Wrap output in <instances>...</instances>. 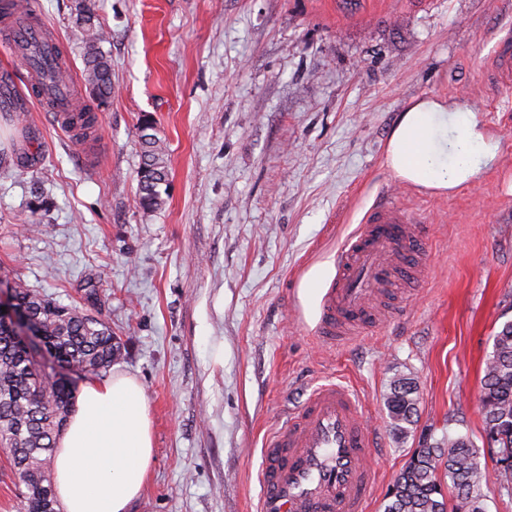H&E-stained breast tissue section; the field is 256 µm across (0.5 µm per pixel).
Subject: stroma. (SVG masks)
<instances>
[{
  "label": "stroma",
  "mask_w": 512,
  "mask_h": 512,
  "mask_svg": "<svg viewBox=\"0 0 512 512\" xmlns=\"http://www.w3.org/2000/svg\"><path fill=\"white\" fill-rule=\"evenodd\" d=\"M82 85L77 0H32ZM112 99L88 134L61 129L0 46V282L106 322L112 372L143 387L153 464L127 512H256L265 436L324 380L350 385L378 432L374 496L420 436H469L512 512L479 403L492 337L512 321V85L487 61L512 0H92ZM475 108L496 154L438 195L386 164L414 99ZM167 148L156 210L138 202V126ZM390 196L426 230L409 305L342 347L314 339L336 256ZM418 412L390 425L392 382ZM418 396L417 386L411 378L401 377L393 381L387 398V409L392 428L404 433L406 427L411 425L417 413Z\"/></svg>",
  "instance_id": "obj_1"
}]
</instances>
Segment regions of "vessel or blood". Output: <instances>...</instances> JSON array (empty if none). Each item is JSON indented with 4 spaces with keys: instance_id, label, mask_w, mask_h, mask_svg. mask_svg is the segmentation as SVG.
I'll list each match as a JSON object with an SVG mask.
<instances>
[{
    "instance_id": "1",
    "label": "vessel or blood",
    "mask_w": 512,
    "mask_h": 512,
    "mask_svg": "<svg viewBox=\"0 0 512 512\" xmlns=\"http://www.w3.org/2000/svg\"><path fill=\"white\" fill-rule=\"evenodd\" d=\"M8 36L15 47H55L20 16L10 20ZM489 69L494 78H512L511 37L496 43ZM423 236V227L392 201L366 212L336 259L315 328L319 341L347 343L406 308L405 283L420 272ZM376 445V431L364 423L361 402L349 387L315 386L264 442L256 512H368Z\"/></svg>"
}]
</instances>
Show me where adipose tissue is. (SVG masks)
Returning <instances> with one entry per match:
<instances>
[{"mask_svg":"<svg viewBox=\"0 0 512 512\" xmlns=\"http://www.w3.org/2000/svg\"><path fill=\"white\" fill-rule=\"evenodd\" d=\"M494 155L475 112L419 99L394 124L386 162L401 181L446 193L473 181ZM152 457L142 386L121 374L86 380L55 449L53 485L63 512H126Z\"/></svg>","mask_w":512,"mask_h":512,"instance_id":"ef3b65f1","label":"adipose tissue"}]
</instances>
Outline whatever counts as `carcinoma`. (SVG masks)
<instances>
[{"mask_svg": "<svg viewBox=\"0 0 512 512\" xmlns=\"http://www.w3.org/2000/svg\"><path fill=\"white\" fill-rule=\"evenodd\" d=\"M20 8L38 26L28 0H0V15ZM90 0L76 4V24L83 43L84 81L92 105L79 112V126L94 127V112L109 104L112 96V65L101 44L106 41ZM58 82L70 80L58 57L35 62ZM149 118L139 125L142 166L139 171V202L157 209L164 200L160 187L167 182L168 164L164 143L152 133ZM16 307L25 311L43 336L46 351L74 377L97 375L112 365L121 343L101 320L64 306L35 289L16 286ZM492 352L485 360L480 402L485 435L496 439L495 455L500 487L512 494V321L493 336ZM74 381H50L29 348L14 331L0 322V448L8 450L10 465L25 487V512H57L58 502L47 473V463L73 407ZM417 386L412 379L393 381L387 398L392 428L400 433L417 413ZM489 475L481 465L480 452L468 436L419 440L410 459L389 486L384 512H486L484 486Z\"/></svg>", "mask_w": 512, "mask_h": 512, "instance_id": "carcinoma-1", "label": "carcinoma"}]
</instances>
